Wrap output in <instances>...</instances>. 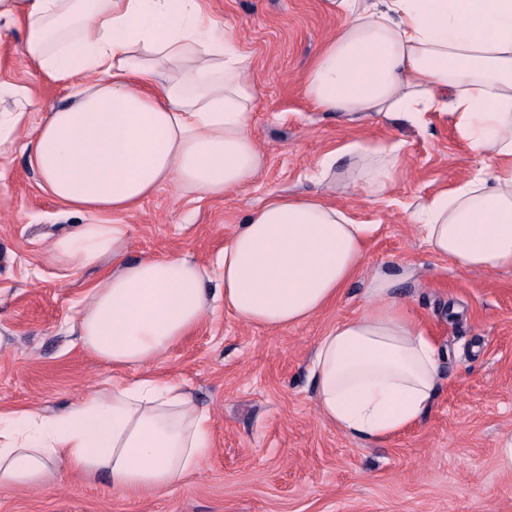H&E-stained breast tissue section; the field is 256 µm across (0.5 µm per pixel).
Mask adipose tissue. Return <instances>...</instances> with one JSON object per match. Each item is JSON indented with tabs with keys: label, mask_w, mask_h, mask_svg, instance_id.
<instances>
[{
	"label": "adipose tissue",
	"mask_w": 512,
	"mask_h": 512,
	"mask_svg": "<svg viewBox=\"0 0 512 512\" xmlns=\"http://www.w3.org/2000/svg\"><path fill=\"white\" fill-rule=\"evenodd\" d=\"M341 27L308 65L313 109L354 120L448 112L477 159L473 175L420 202L410 220L435 255L467 271L512 268V0H323ZM21 27V54L49 78L81 84L35 127L31 163L46 189L88 223L49 251L68 272L111 258L77 321L81 348L138 377L70 409L0 412V483L26 487L67 474L118 492L162 493L197 472L210 417L153 367L216 309L279 330L322 310L359 268L371 231L317 196L284 191L253 208L209 271L179 255L127 258L136 210L162 186L221 197L250 184L264 155L251 135L256 63L205 0H0ZM397 143L352 142L310 175L381 198L401 166ZM380 269L366 310L319 341L318 410L353 439L410 428L440 387L442 352L410 318Z\"/></svg>",
	"instance_id": "ef3b65f1"
}]
</instances>
